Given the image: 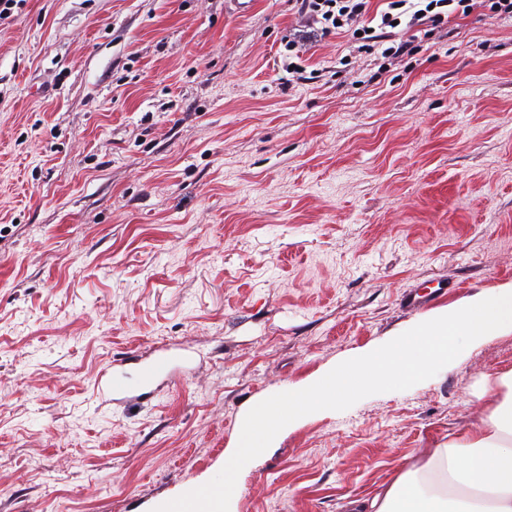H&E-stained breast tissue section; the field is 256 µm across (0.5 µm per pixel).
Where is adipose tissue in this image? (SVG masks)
Wrapping results in <instances>:
<instances>
[{
  "mask_svg": "<svg viewBox=\"0 0 512 512\" xmlns=\"http://www.w3.org/2000/svg\"><path fill=\"white\" fill-rule=\"evenodd\" d=\"M486 420L400 471L359 512H512V370Z\"/></svg>",
  "mask_w": 512,
  "mask_h": 512,
  "instance_id": "1",
  "label": "adipose tissue"
}]
</instances>
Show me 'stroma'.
<instances>
[{
	"label": "stroma",
	"mask_w": 512,
	"mask_h": 512,
	"mask_svg": "<svg viewBox=\"0 0 512 512\" xmlns=\"http://www.w3.org/2000/svg\"><path fill=\"white\" fill-rule=\"evenodd\" d=\"M292 0H25L0 22V512H154L244 410L512 281V18L412 55L308 39ZM178 372L105 402L103 368ZM512 331L314 415L230 512H351L489 416ZM170 360L165 357H158L141 367L137 386L139 388L151 386L157 377L164 373H170Z\"/></svg>",
	"instance_id": "obj_1"
}]
</instances>
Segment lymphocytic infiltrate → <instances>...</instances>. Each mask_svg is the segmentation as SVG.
Returning <instances> with one entry per match:
<instances>
[{
    "label": "lymphocytic infiltrate",
    "mask_w": 512,
    "mask_h": 512,
    "mask_svg": "<svg viewBox=\"0 0 512 512\" xmlns=\"http://www.w3.org/2000/svg\"><path fill=\"white\" fill-rule=\"evenodd\" d=\"M301 27L311 33L346 34L362 50L398 58L412 51L411 41L397 32L407 29L442 30L450 19L466 18L476 10L491 17H512V0H294Z\"/></svg>",
    "instance_id": "1"
}]
</instances>
